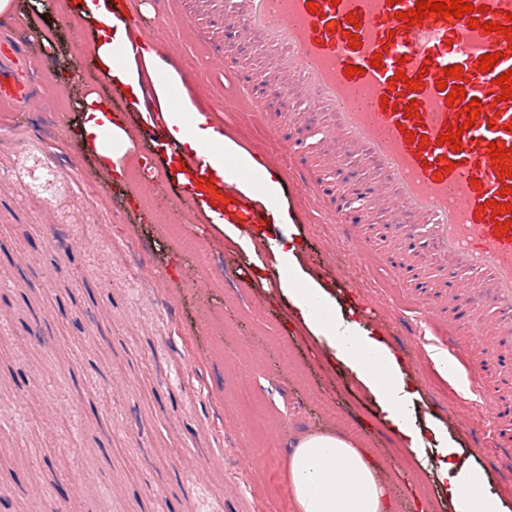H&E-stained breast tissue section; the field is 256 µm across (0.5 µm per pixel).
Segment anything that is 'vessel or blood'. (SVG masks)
<instances>
[{"label": "vessel or blood", "instance_id": "vessel-or-blood-1", "mask_svg": "<svg viewBox=\"0 0 512 512\" xmlns=\"http://www.w3.org/2000/svg\"><path fill=\"white\" fill-rule=\"evenodd\" d=\"M306 2L236 0L247 36L277 52L280 68L297 79L311 108L330 112L329 137L385 173V182L373 187L375 202L408 220V233L429 226L437 267L482 274V281L461 288L492 314L473 338L484 358L469 364L468 375L479 380L490 370L512 369V229L504 227L507 214L496 211L512 206V176L489 154L495 142L512 158V98L502 99L496 82L512 70V37L483 27L506 23L512 0H471L479 10L475 28L452 15H427L411 25L398 19L417 0H316L313 13ZM353 33L358 42L350 41ZM493 53L497 63L481 71V57ZM19 54L14 43H0V99L26 104L34 92L22 78ZM377 58L378 68L372 65ZM349 65L354 75H346ZM455 65L463 69L458 80L445 74ZM441 80L463 87L465 99H478L474 125L466 123L465 99L448 100L446 90L437 89ZM409 105L415 115H407ZM450 131L460 132V150L444 142ZM208 167L203 155L183 171L188 192L206 180ZM450 304L446 296L417 302L436 328Z\"/></svg>", "mask_w": 512, "mask_h": 512}]
</instances>
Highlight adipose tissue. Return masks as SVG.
Here are the masks:
<instances>
[{
    "label": "adipose tissue",
    "mask_w": 512,
    "mask_h": 512,
    "mask_svg": "<svg viewBox=\"0 0 512 512\" xmlns=\"http://www.w3.org/2000/svg\"><path fill=\"white\" fill-rule=\"evenodd\" d=\"M112 0H86L82 11H73L69 0H54L52 13L68 28L98 23L86 52L127 98L138 100L152 92L171 141L176 147V164H187L205 146L217 154L208 178L214 188L209 204L198 206L196 221L208 223L211 205L220 203L225 189L263 203L268 223L293 224L294 216L281 202L280 172L249 151L230 134L216 126L210 113L201 111L183 91L180 71L155 74L160 57L154 45L139 43L136 32L124 25L108 23ZM138 43L139 53L124 64H115V47ZM82 114L80 134L90 151L108 161L116 179L127 180L137 160L131 155L136 131L112 116L94 110L90 99L78 100ZM112 129V145L101 142L103 127ZM278 268L283 273L280 293L287 297L294 322L324 348L333 351L353 375L377 398L381 421L396 436L401 447L419 454L426 444L423 432L410 422L409 408L418 396L397 350L381 333L364 332L355 315L344 314L328 284L302 270V245L296 234L285 233L274 243ZM426 475L448 489L452 512H502L498 495L489 492L482 471L466 468L454 449L442 451L435 461L419 463ZM377 467L367 449L357 447L333 433L300 438L288 458V489L296 512H390L387 489L376 477Z\"/></svg>",
    "instance_id": "adipose-tissue-1"
}]
</instances>
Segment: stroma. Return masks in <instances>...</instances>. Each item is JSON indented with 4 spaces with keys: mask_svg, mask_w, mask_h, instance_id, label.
<instances>
[{
    "mask_svg": "<svg viewBox=\"0 0 512 512\" xmlns=\"http://www.w3.org/2000/svg\"><path fill=\"white\" fill-rule=\"evenodd\" d=\"M133 13L166 24L159 50L182 58L188 76L232 97L248 89L280 114L275 143L262 118L206 105L282 172L305 269L335 285L341 310L357 309L363 328L397 348L420 393L412 424L426 428L428 400L453 406L456 417L442 420L449 443L486 471L512 512V475L489 469L494 427L462 363L441 373L418 345L399 341L407 329L425 342L432 332L415 306V282L397 285L374 262L386 242L363 213L339 206L341 178L360 171L332 150L321 121L287 111L231 54L237 40L223 0H135ZM178 13L205 22L211 43L172 27ZM9 28L42 104L0 111V487L9 491L0 512H42L51 489L57 512H295L288 455L299 437L318 432L371 448L393 512H417L407 480L391 478L404 456L376 400L292 321L286 297L266 296L255 314L271 248L253 258L217 225H199L212 285L197 288L194 260L169 231L184 187L163 178L159 196L129 193L84 146L81 115L67 109L89 87L112 94V84L88 57L71 75L63 61L72 32L53 18ZM285 143L307 152L318 190L298 186ZM355 243L367 256L353 264ZM243 383L257 408L241 405ZM326 401L335 420L321 414Z\"/></svg>",
    "mask_w": 512,
    "mask_h": 512,
    "instance_id": "stroma-1",
    "label": "stroma"
}]
</instances>
